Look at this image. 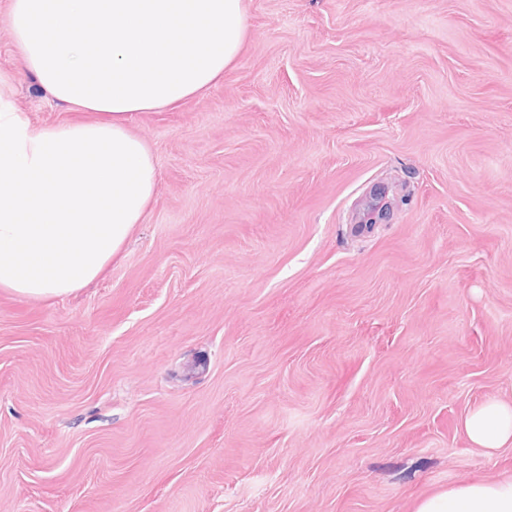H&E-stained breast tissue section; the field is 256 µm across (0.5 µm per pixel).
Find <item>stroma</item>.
Segmentation results:
<instances>
[{"label": "stroma", "mask_w": 512, "mask_h": 512, "mask_svg": "<svg viewBox=\"0 0 512 512\" xmlns=\"http://www.w3.org/2000/svg\"><path fill=\"white\" fill-rule=\"evenodd\" d=\"M140 112L159 186L87 288L0 290V512H413L512 474V0H246ZM5 107L72 119L18 71ZM383 223L359 230L371 209ZM465 433L478 448L497 450L512 446V403L490 400L464 420Z\"/></svg>", "instance_id": "35a3bbf8"}]
</instances>
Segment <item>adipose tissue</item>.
<instances>
[{
	"instance_id": "1",
	"label": "adipose tissue",
	"mask_w": 512,
	"mask_h": 512,
	"mask_svg": "<svg viewBox=\"0 0 512 512\" xmlns=\"http://www.w3.org/2000/svg\"><path fill=\"white\" fill-rule=\"evenodd\" d=\"M21 67L78 119L35 126L0 111V289L62 298L104 271L143 223L158 163L135 113L203 95L247 37L245 0H10ZM479 448L512 446V403L464 420ZM414 512H512V477L464 478Z\"/></svg>"
}]
</instances>
